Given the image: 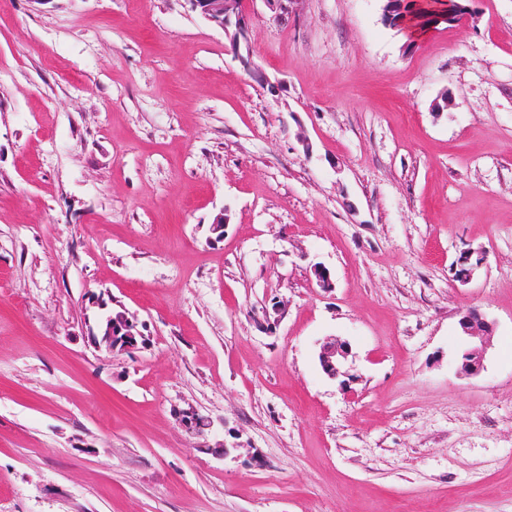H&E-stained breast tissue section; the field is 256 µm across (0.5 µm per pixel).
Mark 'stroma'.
<instances>
[{
  "label": "stroma",
  "mask_w": 512,
  "mask_h": 512,
  "mask_svg": "<svg viewBox=\"0 0 512 512\" xmlns=\"http://www.w3.org/2000/svg\"><path fill=\"white\" fill-rule=\"evenodd\" d=\"M383 5L251 0L250 72L187 0H0V512H512V0ZM90 303L98 308V315L105 323V327L98 330L90 331V336L95 344L101 343L114 350L119 348L124 351H133L138 348L139 339L142 333L138 330L137 320L133 315L129 316V312L125 309L122 312L114 313L112 311V301L110 304L104 300L103 296L94 295L89 298ZM458 324L464 336L479 340L478 343L471 341L462 351L460 371L469 376L477 375L484 368L486 346L483 337L492 331V323L478 310L469 309L461 313ZM351 354L352 349L348 342L336 340L323 343L318 354L320 367L328 378H345L340 382L342 388L356 379V375L350 373L351 366H348Z\"/></svg>",
  "instance_id": "35a3bbf8"
}]
</instances>
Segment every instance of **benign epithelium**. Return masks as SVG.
<instances>
[{
  "label": "benign epithelium",
  "instance_id": "obj_1",
  "mask_svg": "<svg viewBox=\"0 0 512 512\" xmlns=\"http://www.w3.org/2000/svg\"><path fill=\"white\" fill-rule=\"evenodd\" d=\"M191 11L207 22L219 27L230 38L236 57L246 70L253 68L250 48L247 0H186ZM90 303L98 308V315L105 327L90 332L96 344L114 350L133 351L138 348L142 333L137 328L135 317L128 311L113 312L112 306L100 295L90 297ZM461 332L471 339L469 346L460 355V371L469 376L478 374L484 368L486 346L484 336L492 331V323L476 309H469L458 320ZM352 354L346 341H327L322 344L318 360L323 373L330 379H341L346 387L356 379L348 366Z\"/></svg>",
  "mask_w": 512,
  "mask_h": 512
}]
</instances>
